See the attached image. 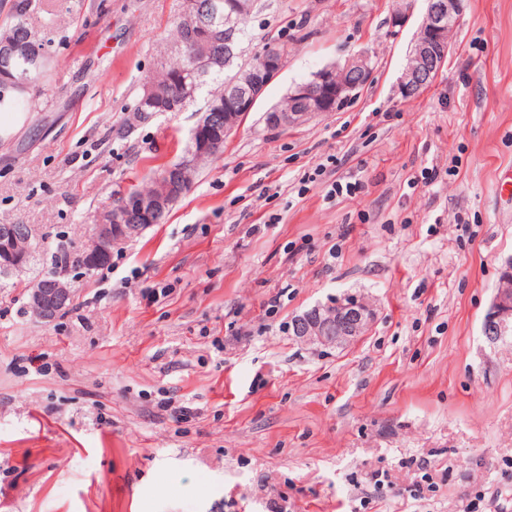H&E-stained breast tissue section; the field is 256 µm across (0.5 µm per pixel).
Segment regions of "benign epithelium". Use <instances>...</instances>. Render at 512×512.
Listing matches in <instances>:
<instances>
[{"mask_svg": "<svg viewBox=\"0 0 512 512\" xmlns=\"http://www.w3.org/2000/svg\"><path fill=\"white\" fill-rule=\"evenodd\" d=\"M427 7L414 39L410 62L400 79V93L415 96L434 81L452 44L453 32L465 8V0H426ZM254 8V0H211L196 29L204 33L198 43L209 45L215 18L224 15V62L235 56L238 45V19ZM46 58L44 47L14 39L0 40V86L9 91H26ZM285 54L272 53L248 68L240 69L224 86V100L211 103L192 130L201 156L213 153L240 119L252 111L266 87L283 69ZM371 67L367 56L357 54L342 64L328 65L288 92L293 110L266 113V124L279 129L302 124L345 102L369 80ZM193 180V167L167 169L160 177L163 190L157 195H138L122 207L104 215L96 225L93 250L85 256L88 268L111 254L115 244L140 235L148 221L161 222L172 201L180 197ZM31 230L26 224H0V276L6 277L25 262ZM72 300L62 276L50 275L30 288L28 306L40 322L53 320ZM369 305L357 298L333 305L315 306L293 321L294 336L327 347H340L363 335L372 320ZM483 336L491 344L512 341V289L496 291L482 325Z\"/></svg>", "mask_w": 512, "mask_h": 512, "instance_id": "1", "label": "benign epithelium"}]
</instances>
